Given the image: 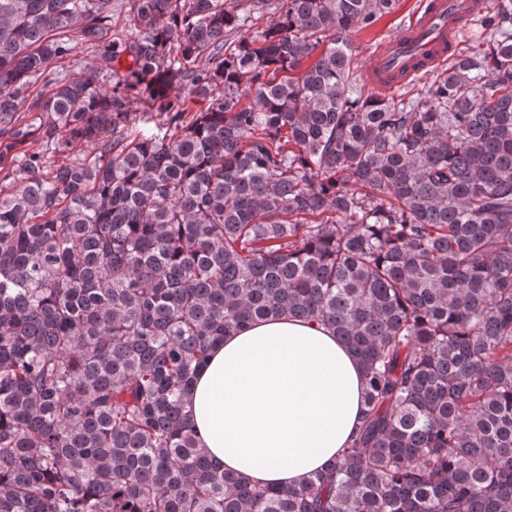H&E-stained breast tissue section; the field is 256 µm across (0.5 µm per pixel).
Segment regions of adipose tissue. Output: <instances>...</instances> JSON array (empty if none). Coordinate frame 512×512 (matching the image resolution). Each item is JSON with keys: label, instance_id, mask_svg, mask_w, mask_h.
<instances>
[{"label": "adipose tissue", "instance_id": "ef3b65f1", "mask_svg": "<svg viewBox=\"0 0 512 512\" xmlns=\"http://www.w3.org/2000/svg\"><path fill=\"white\" fill-rule=\"evenodd\" d=\"M364 392L357 359L332 333L277 318L217 344L186 400L214 465L288 487L333 462L360 421Z\"/></svg>", "mask_w": 512, "mask_h": 512}]
</instances>
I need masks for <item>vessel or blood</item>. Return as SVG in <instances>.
Returning a JSON list of instances; mask_svg holds the SVG:
<instances>
[{
	"label": "vessel or blood",
	"instance_id": "obj_1",
	"mask_svg": "<svg viewBox=\"0 0 512 512\" xmlns=\"http://www.w3.org/2000/svg\"><path fill=\"white\" fill-rule=\"evenodd\" d=\"M485 0H422L406 24L373 53L371 84L381 87L383 77H412L456 52L455 35L474 13L485 10Z\"/></svg>",
	"mask_w": 512,
	"mask_h": 512
}]
</instances>
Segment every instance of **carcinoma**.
I'll return each mask as SVG.
<instances>
[{"label":"carcinoma","mask_w":512,"mask_h":512,"mask_svg":"<svg viewBox=\"0 0 512 512\" xmlns=\"http://www.w3.org/2000/svg\"><path fill=\"white\" fill-rule=\"evenodd\" d=\"M395 4L0 0V512H512V0L382 96L352 36ZM283 316L367 389L278 489L183 395Z\"/></svg>","instance_id":"cac0c4a2"}]
</instances>
